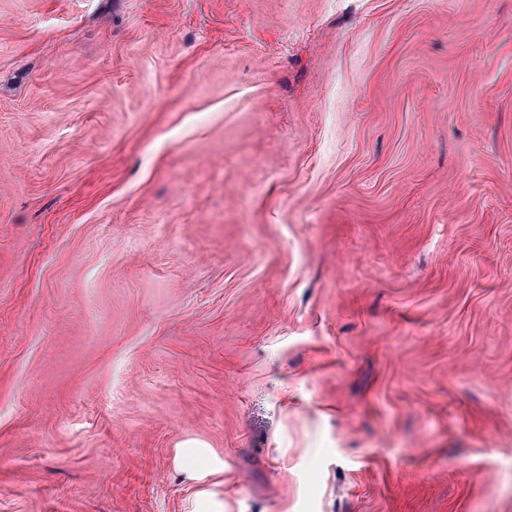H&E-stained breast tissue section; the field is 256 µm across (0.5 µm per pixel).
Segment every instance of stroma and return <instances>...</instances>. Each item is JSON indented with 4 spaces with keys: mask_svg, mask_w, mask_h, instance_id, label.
<instances>
[{
    "mask_svg": "<svg viewBox=\"0 0 512 512\" xmlns=\"http://www.w3.org/2000/svg\"><path fill=\"white\" fill-rule=\"evenodd\" d=\"M0 512H512V0H0Z\"/></svg>",
    "mask_w": 512,
    "mask_h": 512,
    "instance_id": "1",
    "label": "stroma"
}]
</instances>
